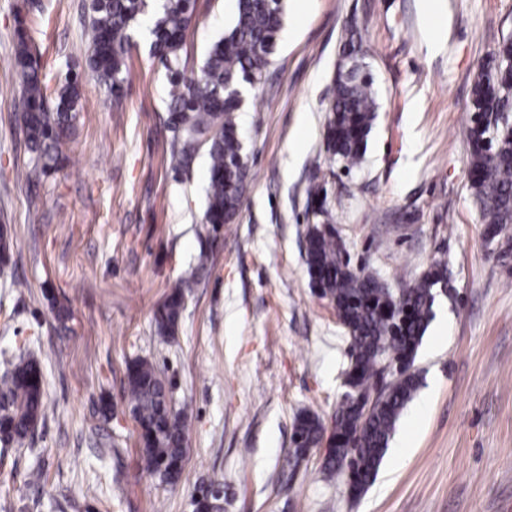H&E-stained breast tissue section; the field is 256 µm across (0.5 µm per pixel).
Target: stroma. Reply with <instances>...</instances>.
I'll return each mask as SVG.
<instances>
[{"label": "stroma", "instance_id": "1", "mask_svg": "<svg viewBox=\"0 0 512 512\" xmlns=\"http://www.w3.org/2000/svg\"><path fill=\"white\" fill-rule=\"evenodd\" d=\"M234 8L197 0L191 65ZM88 14L89 0H0V225L13 243L0 266V361L38 359L49 406L23 446L0 447V512H194L210 481L224 486V512H501L512 502V250L482 238L465 132L478 65L512 38V0H286L269 81L237 114L246 199L169 343L154 310L197 262L208 157L172 170L167 79L147 39L120 104L84 83L58 169L35 172L15 109L18 31L53 90L85 67ZM352 26L380 110L348 169L331 164L324 133ZM315 179L353 266L393 289L437 260L450 277L418 348L421 385L355 501L318 454L296 462L290 451L300 411L331 421L349 366L302 249ZM139 358L187 410L173 486L145 470L129 413L126 371ZM35 467L44 478L31 487Z\"/></svg>", "mask_w": 512, "mask_h": 512}]
</instances>
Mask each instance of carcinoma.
<instances>
[{"mask_svg":"<svg viewBox=\"0 0 512 512\" xmlns=\"http://www.w3.org/2000/svg\"><path fill=\"white\" fill-rule=\"evenodd\" d=\"M196 0H91L87 68L93 80L115 100L124 94L131 50L145 18L150 51L168 77L167 128L172 132L170 160L187 172L201 150L209 158L207 208L197 265L155 311L158 334L175 337L185 304L209 262L207 245L233 222L245 196L249 168L235 112L245 87L266 83L271 55L282 30L285 0H236L224 36L213 42L202 63L187 69L183 57ZM361 46L349 33L343 61L327 92L325 130L331 162L353 167L364 159L379 104L374 79L359 58ZM512 60V42L502 41L492 64L481 68L473 89V114L467 140L470 190L479 206L483 238L499 240L512 224V90L499 73ZM16 63L23 79L19 101L26 114L23 133L43 170L57 167L69 138L82 94L81 81L66 75L54 91L42 78L27 37L19 34ZM309 225L304 256L313 287L336 310L348 343L347 391L331 424L304 411L293 423V454L299 459L322 450V472L344 479L353 497L371 485L397 422L420 386L415 367L418 346L433 316L435 289L448 287V266L433 263L420 277L393 291L373 274L351 267L336 236L335 215L320 183L309 192ZM130 411L140 429L146 468L166 484L177 483L186 459V409L176 410L165 378L147 360L127 368ZM41 363L21 359L0 376V442L21 443L46 417ZM195 512H222L219 499L199 496Z\"/></svg>","mask_w":512,"mask_h":512,"instance_id":"1","label":"carcinoma"}]
</instances>
